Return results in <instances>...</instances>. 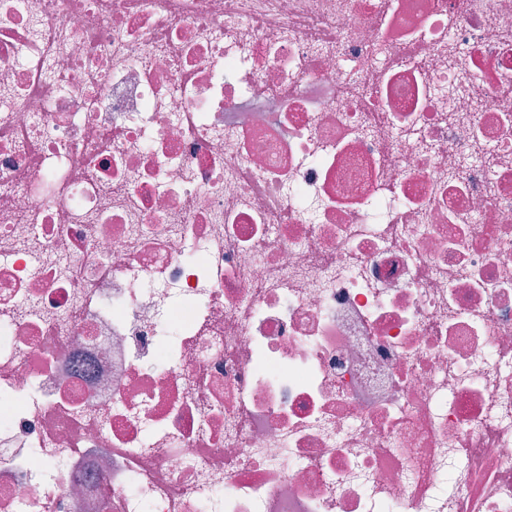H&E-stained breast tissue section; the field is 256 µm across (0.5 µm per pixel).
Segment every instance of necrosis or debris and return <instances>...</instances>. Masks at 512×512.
I'll return each instance as SVG.
<instances>
[{
    "label": "necrosis or debris",
    "instance_id": "necrosis-or-debris-1",
    "mask_svg": "<svg viewBox=\"0 0 512 512\" xmlns=\"http://www.w3.org/2000/svg\"><path fill=\"white\" fill-rule=\"evenodd\" d=\"M0 512H512V0H0Z\"/></svg>",
    "mask_w": 512,
    "mask_h": 512
}]
</instances>
